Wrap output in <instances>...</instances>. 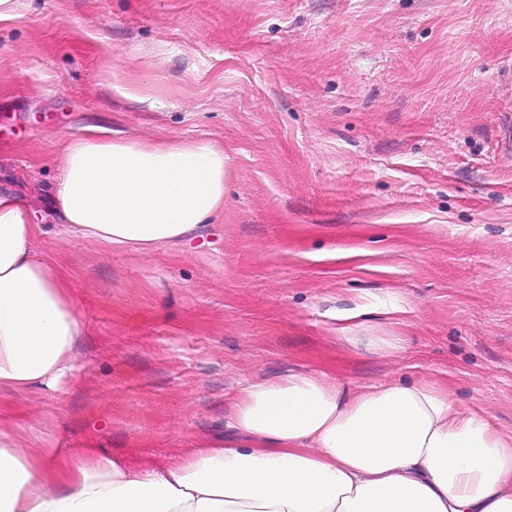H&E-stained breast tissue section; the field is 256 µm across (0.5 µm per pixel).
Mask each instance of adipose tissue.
<instances>
[{
    "mask_svg": "<svg viewBox=\"0 0 512 512\" xmlns=\"http://www.w3.org/2000/svg\"><path fill=\"white\" fill-rule=\"evenodd\" d=\"M52 206L67 233L110 249L182 242L224 207L228 159L210 143L105 139L62 157ZM46 235L0 194V403L57 390L82 322L34 245ZM223 440L135 469L54 446L0 410V512H512V439L438 381L361 391L292 374L245 382Z\"/></svg>",
    "mask_w": 512,
    "mask_h": 512,
    "instance_id": "adipose-tissue-1",
    "label": "adipose tissue"
}]
</instances>
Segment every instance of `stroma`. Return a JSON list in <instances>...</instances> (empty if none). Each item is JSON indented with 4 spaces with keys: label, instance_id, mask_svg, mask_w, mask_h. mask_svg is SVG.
Returning a JSON list of instances; mask_svg holds the SVG:
<instances>
[{
    "label": "stroma",
    "instance_id": "1",
    "mask_svg": "<svg viewBox=\"0 0 512 512\" xmlns=\"http://www.w3.org/2000/svg\"><path fill=\"white\" fill-rule=\"evenodd\" d=\"M15 4L0 191L45 224L84 327L79 371L14 400L23 421L156 468L223 435L243 382L301 373L434 379L512 438V0ZM90 126L208 140L223 212L144 253L73 238L49 201Z\"/></svg>",
    "mask_w": 512,
    "mask_h": 512
}]
</instances>
